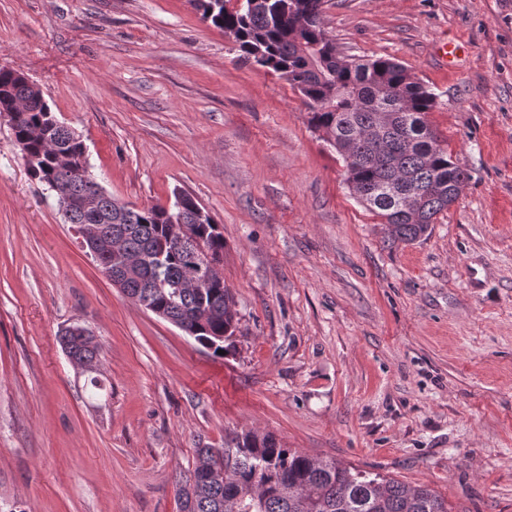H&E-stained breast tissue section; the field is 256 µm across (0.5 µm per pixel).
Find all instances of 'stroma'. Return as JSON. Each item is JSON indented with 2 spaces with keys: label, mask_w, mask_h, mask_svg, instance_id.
<instances>
[{
  "label": "stroma",
  "mask_w": 512,
  "mask_h": 512,
  "mask_svg": "<svg viewBox=\"0 0 512 512\" xmlns=\"http://www.w3.org/2000/svg\"><path fill=\"white\" fill-rule=\"evenodd\" d=\"M323 19L437 96L469 179L423 242L389 241L299 93L190 0H0V68L112 197L206 207L239 318L216 356L128 298L0 119V512H180L198 449L242 429L512 512V0H325ZM75 324L95 374L60 344ZM72 330L84 336H76L70 331V327L62 330L60 341L71 361L82 369H85L86 366L97 365L99 344L95 341L94 336L89 335L90 332L82 326L72 327Z\"/></svg>",
  "instance_id": "1"
}]
</instances>
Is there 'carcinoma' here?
I'll use <instances>...</instances> for the list:
<instances>
[{"label":"carcinoma","mask_w":512,"mask_h":512,"mask_svg":"<svg viewBox=\"0 0 512 512\" xmlns=\"http://www.w3.org/2000/svg\"><path fill=\"white\" fill-rule=\"evenodd\" d=\"M202 18L231 32L241 57L284 78L304 98L308 125L341 157L356 198L388 226L394 241L426 239L448 209V197L467 171L441 146L427 123L436 96L394 58L337 55L323 23L301 20L290 5L311 12L319 0H191ZM17 113L15 141L35 160L31 177L72 200L70 223L95 230L98 267L121 275L112 244L139 259L123 292L169 321L213 353L234 348L238 319L229 288L221 281L198 290L185 287L191 262L187 244L172 236L186 225L215 257L224 235L199 220L193 196L169 213L160 205L128 210L86 175L80 136L56 120L44 96H32L15 71L0 69V114ZM61 344L80 368L97 365L94 336L61 332ZM192 483L179 488L181 512H448V502L425 486L407 487L283 447L271 433L234 432L224 448L198 449Z\"/></svg>","instance_id":"obj_1"}]
</instances>
